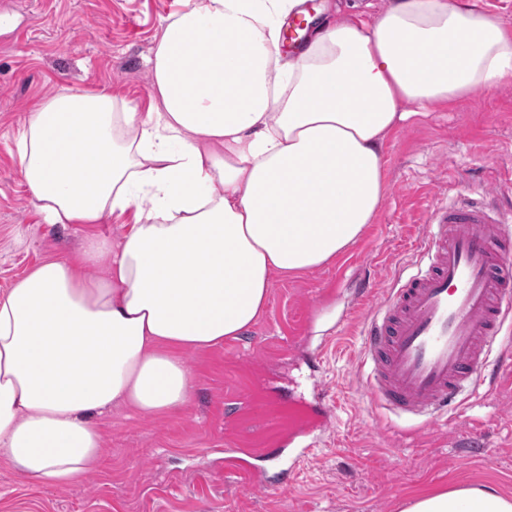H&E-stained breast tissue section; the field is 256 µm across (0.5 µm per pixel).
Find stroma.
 <instances>
[{
  "label": "stroma",
  "instance_id": "35a3bbf8",
  "mask_svg": "<svg viewBox=\"0 0 512 512\" xmlns=\"http://www.w3.org/2000/svg\"><path fill=\"white\" fill-rule=\"evenodd\" d=\"M193 0H16L0 16V293L39 264L77 256L87 235L118 242L135 208L96 224H49L35 208L14 152L37 103L65 88L105 90L150 108L148 59L168 17ZM386 193L375 223L331 264L274 276L266 310L246 336L187 351L196 377L168 415L119 409L97 417L102 464L79 483L51 488L0 462V512H400L411 495L487 487L512 499V374L480 385L433 425L400 421L369 403L360 355L369 303L418 251L431 212L485 190L512 202V82L412 114L390 136ZM303 412L268 429L272 400ZM489 459L469 455L472 433ZM274 452L260 454L264 442ZM250 475L232 472L226 451ZM287 481L286 490L266 482Z\"/></svg>",
  "mask_w": 512,
  "mask_h": 512
}]
</instances>
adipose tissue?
Segmentation results:
<instances>
[{
    "label": "adipose tissue",
    "mask_w": 512,
    "mask_h": 512,
    "mask_svg": "<svg viewBox=\"0 0 512 512\" xmlns=\"http://www.w3.org/2000/svg\"><path fill=\"white\" fill-rule=\"evenodd\" d=\"M303 0H194L149 60L150 111L67 88L16 140L45 221L136 207L118 243L91 235L0 295V459L47 487L101 462L95 417L166 414L195 376L186 349L244 336L274 276L321 267L375 220L402 106L451 105L512 79V26L471 0H392L313 26L293 58L281 22ZM98 268L95 276L86 275ZM400 512H512L457 486Z\"/></svg>",
    "instance_id": "adipose-tissue-1"
}]
</instances>
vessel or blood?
Returning <instances> with one entry per match:
<instances>
[{"mask_svg":"<svg viewBox=\"0 0 512 512\" xmlns=\"http://www.w3.org/2000/svg\"><path fill=\"white\" fill-rule=\"evenodd\" d=\"M422 253L424 268L371 307L362 357L369 401L428 426L512 369V208L491 194L441 207Z\"/></svg>","mask_w":512,"mask_h":512,"instance_id":"vessel-or-blood-1","label":"vessel or blood"}]
</instances>
